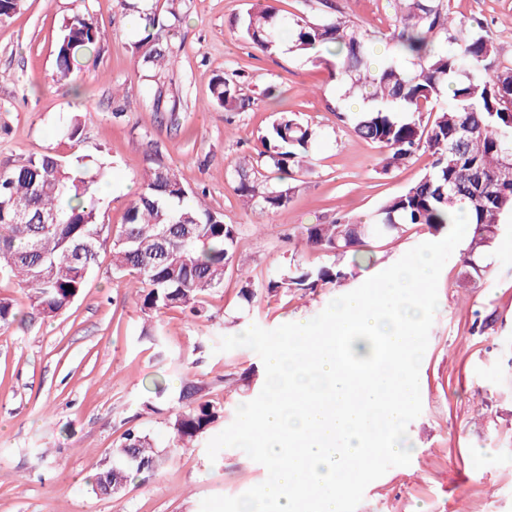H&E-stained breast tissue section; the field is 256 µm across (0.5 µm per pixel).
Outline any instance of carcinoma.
Masks as SVG:
<instances>
[{
	"mask_svg": "<svg viewBox=\"0 0 512 512\" xmlns=\"http://www.w3.org/2000/svg\"><path fill=\"white\" fill-rule=\"evenodd\" d=\"M277 0H261L241 18L239 34L262 53L309 55L325 50L342 94L336 117L354 133L385 150L383 169L397 168L418 152L435 157L431 169L403 192L387 198L365 223L339 218L301 229L308 248L333 257L309 266L299 260L288 272L262 280L268 297L336 286L375 240L395 239L412 226L438 232L452 215L464 213L471 224L464 253L463 282L484 279L483 258L497 243L502 225L512 217V68H500L482 25L452 17L445 0H398L400 13L390 35L391 48L374 65L372 40L342 19L317 22L279 14ZM144 36L135 50L148 65L169 64L164 42L171 25L143 17ZM95 23L83 15L66 21L57 44L60 78L71 74L79 58L98 42ZM211 102L228 112L253 104L230 78L219 76ZM314 131L295 114L281 112L261 137L255 163L235 169V190L242 200L269 215L288 206L280 181L308 162ZM108 163L45 152L20 164L0 166V273L28 290L30 307L53 318L78 296L99 254L112 253V267L138 283L136 304L148 317L181 310L206 317V296L224 287L234 263L239 229L224 223V213L210 208L204 194L192 190L172 169L150 170L120 224L101 220L99 187ZM43 214L47 224H20ZM73 286V290L65 286ZM178 411L171 421L174 440L183 446L224 419V407L194 382L182 385ZM119 465L93 475L94 487L116 488L135 475L152 474L162 458L150 436L129 427L112 449Z\"/></svg>",
	"mask_w": 512,
	"mask_h": 512,
	"instance_id": "1",
	"label": "carcinoma"
}]
</instances>
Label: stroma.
I'll return each instance as SVG.
<instances>
[{
	"label": "stroma",
	"instance_id": "35a3bbf8",
	"mask_svg": "<svg viewBox=\"0 0 512 512\" xmlns=\"http://www.w3.org/2000/svg\"><path fill=\"white\" fill-rule=\"evenodd\" d=\"M252 2L146 0V9L180 17L168 41L178 63L158 71L136 53L141 28L118 0H25L19 13L0 20V165L49 150L108 159L112 169L99 195L109 224L122 222L146 170L168 167L205 192L225 223L238 225L236 260L253 274L294 258L325 263L302 243V226L343 214L366 218L415 183L433 158L420 152L383 170L380 149L336 119L338 91L325 66L288 53L265 55L239 36L235 25ZM395 2L281 0L279 7L311 21L342 18L379 36L393 29ZM448 7L481 19L499 62L512 67V0H448ZM78 13L93 19L99 41L64 86L55 47ZM219 75L235 76L254 106L233 113L210 106ZM270 86L276 99L263 96ZM284 111L308 124L316 139L311 166L283 182L287 212L271 218L237 195L234 169L256 156L261 135ZM76 114L83 129L74 145L63 130ZM436 239L419 227L371 244V259L349 288ZM484 263L487 273L473 288L461 285L460 252L444 265L419 371L422 412L407 426L411 462L371 482L356 512H512V221ZM239 288L237 270L229 268L223 289L206 299L209 319L178 310L150 319L133 301L130 277L113 273L104 252L69 309L45 320L33 314L26 288L0 276V297L17 313L0 330V512H200L207 497L239 496L264 482L266 468L240 449L209 459L205 436L194 447L174 448L169 422L181 385L205 386L232 423L240 399L226 381L249 377L252 393H260L264 365L247 347L218 351L220 340L254 324L273 330L309 321L335 291L260 296L248 305ZM147 326L153 336L143 335ZM156 378L169 384L159 401L151 393ZM150 400L157 411L145 410ZM129 417L165 463L149 480H133L122 497H105L90 478L111 463ZM40 448L49 449L46 459H37Z\"/></svg>",
	"mask_w": 512,
	"mask_h": 512
}]
</instances>
